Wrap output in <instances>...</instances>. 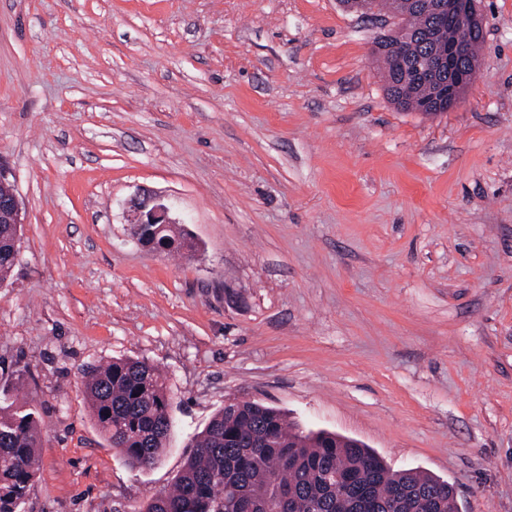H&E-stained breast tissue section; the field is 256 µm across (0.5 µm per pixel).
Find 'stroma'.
<instances>
[{
    "label": "stroma",
    "instance_id": "stroma-1",
    "mask_svg": "<svg viewBox=\"0 0 512 512\" xmlns=\"http://www.w3.org/2000/svg\"><path fill=\"white\" fill-rule=\"evenodd\" d=\"M478 8L477 78L426 115L372 61L392 18L340 0H0L24 216L0 387L41 431L24 512H141L230 401L512 512V0ZM144 188L195 250L132 239ZM113 359L164 375L152 468L91 417L81 372Z\"/></svg>",
    "mask_w": 512,
    "mask_h": 512
}]
</instances>
